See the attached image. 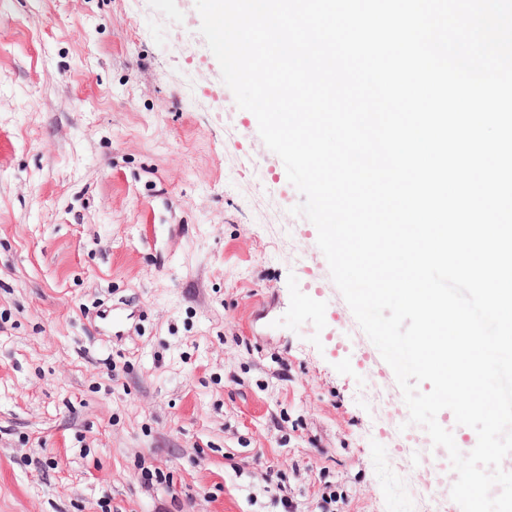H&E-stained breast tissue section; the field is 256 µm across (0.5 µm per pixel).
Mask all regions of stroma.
Listing matches in <instances>:
<instances>
[{"instance_id": "35a3bbf8", "label": "stroma", "mask_w": 512, "mask_h": 512, "mask_svg": "<svg viewBox=\"0 0 512 512\" xmlns=\"http://www.w3.org/2000/svg\"><path fill=\"white\" fill-rule=\"evenodd\" d=\"M194 0H0V512H400V388ZM378 355H380V353L371 341L368 348L359 351V358L363 367L367 371L376 372L379 378L383 381V385H388L395 380V375L393 370L386 363L382 368L376 370V368H378V362L376 359Z\"/></svg>"}]
</instances>
